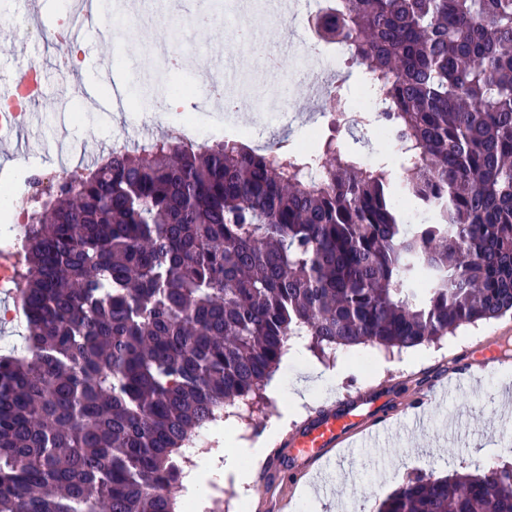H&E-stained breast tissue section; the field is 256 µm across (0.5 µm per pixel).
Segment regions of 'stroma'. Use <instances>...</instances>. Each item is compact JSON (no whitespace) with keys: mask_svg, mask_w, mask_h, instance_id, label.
<instances>
[{"mask_svg":"<svg viewBox=\"0 0 512 512\" xmlns=\"http://www.w3.org/2000/svg\"><path fill=\"white\" fill-rule=\"evenodd\" d=\"M112 4L154 14L158 25L169 28L179 25L195 32V66L178 71L165 69L150 50L153 35L149 32L126 36L124 59L114 64L136 109L148 108L147 94L159 84L173 90L182 89L179 107L167 113L164 120L153 121L149 130L132 127L130 113L92 109L86 99L76 95L77 90L94 84L95 71L113 64V53L105 49L102 40H89V61L78 75L63 76L57 71L54 47L26 46L12 30L0 29V54L14 53L20 62L39 66L46 82L43 103L33 106L39 117L25 128V135L34 147L29 155L0 160V184L14 180L18 166L31 163L52 168L62 162L71 170L82 168L94 155L106 153L113 136L131 130L138 136L146 132L150 137L160 138L167 135L169 123L187 115L196 116L203 125L216 127L223 136L234 133L236 126L254 125L258 128V144L265 145L280 137L294 148L304 141L309 129L326 128L336 98L349 97L351 90L365 80L362 66L342 59L328 75L329 81L336 84L334 92L321 99L308 100L304 84L290 82L299 52V34L312 28L315 19L311 9L300 7L283 19L267 17L261 25L265 46L281 43L288 46L277 74L265 79L264 88L271 91L290 85L293 97L290 112L295 116L294 121L275 120L266 112L245 111L235 118L201 112L191 91L197 78L196 65L223 55L226 43L223 22L219 20L208 29L198 28L195 23L198 6L194 0H182L176 11L172 10L170 0H112ZM341 75L347 78L342 85L337 82ZM78 109L83 112L79 121L74 118ZM496 349L512 354V316L465 326L401 352L390 353L363 345L340 348L323 357L305 352L303 360L289 366L283 374L282 398H266L247 410L238 422L237 438L241 444L253 445L274 423L279 425L282 435H289L320 409L369 386L396 394L402 403L412 402L424 385L454 376L463 360H475L481 353ZM313 369L328 373V380L310 379L309 372ZM303 380L308 383L312 401L303 405L301 412L288 413L283 397ZM508 387H512V371L491 369L481 374L468 391L433 401L426 428L415 431L396 425L384 451L358 449L348 466L313 465L304 468L298 480L276 489L258 479L248 494L239 491L233 478H226L224 502L211 504L209 512H263V501L275 491L287 496L293 512H377L381 499L402 480L438 471L444 462H452L454 470L461 474L474 472L480 463L510 464L512 441L497 437L499 429L512 420V401L503 396Z\"/></svg>","mask_w":512,"mask_h":512,"instance_id":"obj_1","label":"stroma"}]
</instances>
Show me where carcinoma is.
Masks as SVG:
<instances>
[{
  "label": "carcinoma",
  "mask_w": 512,
  "mask_h": 512,
  "mask_svg": "<svg viewBox=\"0 0 512 512\" xmlns=\"http://www.w3.org/2000/svg\"><path fill=\"white\" fill-rule=\"evenodd\" d=\"M314 28L363 65L399 168L341 143L346 101L311 153L164 137L32 199L0 512H176L183 450L263 397L288 337L402 351L512 313V0H332ZM378 512H512V465L409 478Z\"/></svg>",
  "instance_id": "obj_1"
}]
</instances>
